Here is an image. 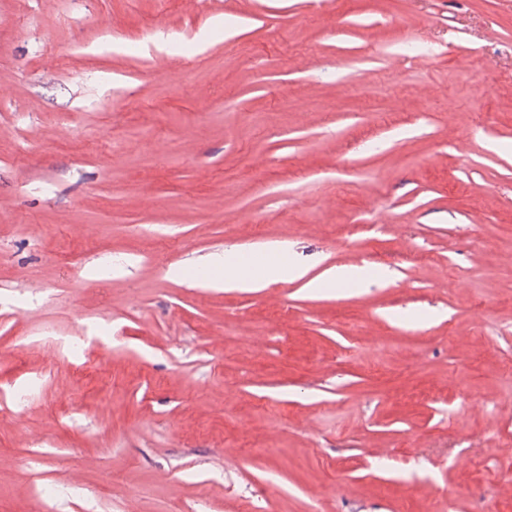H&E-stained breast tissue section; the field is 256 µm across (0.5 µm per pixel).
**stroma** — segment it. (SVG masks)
Here are the masks:
<instances>
[{
	"label": "stroma",
	"instance_id": "stroma-1",
	"mask_svg": "<svg viewBox=\"0 0 512 512\" xmlns=\"http://www.w3.org/2000/svg\"><path fill=\"white\" fill-rule=\"evenodd\" d=\"M1 85L0 512H512V0H0ZM238 265L237 256L233 251H225L224 255H215L209 261L206 267L215 275L214 283L221 282L219 274L225 271L224 288H257L259 283H274L279 281H294L302 278L306 274V269L297 261L282 259L277 263L265 268L260 279L242 276L238 279H229L228 272ZM367 279V271L363 267L330 268L318 278L310 280L306 286L312 289L331 288L336 285H357Z\"/></svg>",
	"mask_w": 512,
	"mask_h": 512
}]
</instances>
